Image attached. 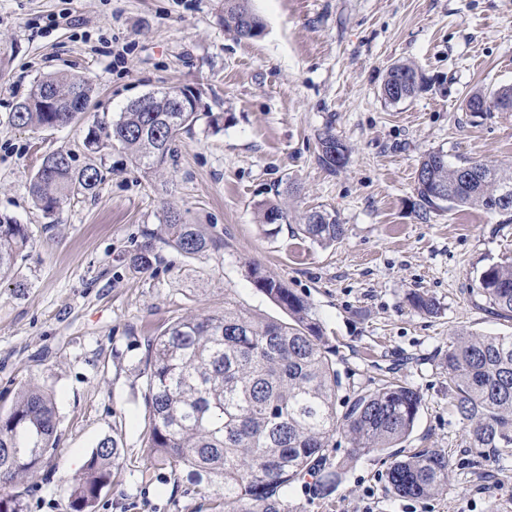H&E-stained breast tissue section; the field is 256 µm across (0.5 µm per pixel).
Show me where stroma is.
<instances>
[{
  "mask_svg": "<svg viewBox=\"0 0 512 512\" xmlns=\"http://www.w3.org/2000/svg\"><path fill=\"white\" fill-rule=\"evenodd\" d=\"M260 36L237 40L220 0H0V214L29 227L17 264L23 290L0 285V411L31 383L55 403L60 443L13 492L28 512H71L68 487L96 443L117 439L119 464L95 512H211L186 471L141 477L149 463L144 404L146 343L178 318L220 314L233 302L272 320L286 313L247 276L249 265L313 306L340 371L343 403L387 367L419 390L422 408L402 454L448 458V487L398 498L385 487L391 459L351 457L337 437L315 475L288 489V512H512V447H471L448 392L442 359L461 328L512 333L477 292L486 265L512 262V215L450 208L422 213L415 177L424 154L512 163V112H471L474 90L512 85V0H251ZM415 63L422 86L386 102L389 68ZM67 71L89 77L95 105L76 125L28 130L7 117L33 82ZM191 86L199 119L176 156L144 176L120 147L88 150L94 121L116 120L132 100ZM219 115L212 128L211 115ZM348 148L325 168L320 139ZM99 167L93 195L37 210L28 180L47 154ZM275 202L290 222L265 231L258 208ZM336 215L342 240L301 239L295 218ZM203 227L215 247L192 257L157 243L149 272L133 265L166 210ZM433 298L435 316L408 303ZM335 474L320 495V477Z\"/></svg>",
  "mask_w": 512,
  "mask_h": 512,
  "instance_id": "stroma-1",
  "label": "stroma"
}]
</instances>
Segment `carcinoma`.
I'll list each match as a JSON object with an SVG mask.
<instances>
[{
    "label": "carcinoma",
    "mask_w": 512,
    "mask_h": 512,
    "mask_svg": "<svg viewBox=\"0 0 512 512\" xmlns=\"http://www.w3.org/2000/svg\"><path fill=\"white\" fill-rule=\"evenodd\" d=\"M224 26L238 37L243 29L263 30L250 0H222ZM418 68L399 63L390 68L381 96L398 103L415 95ZM45 90L70 91L80 103L77 112H45L35 104L9 114L16 128L47 129L78 122L93 102L89 78L57 73L37 80L28 96ZM178 88L158 90L145 104L131 101L117 120L92 127L86 146L98 150L118 145L143 174L173 158L177 136L198 120L196 112H178ZM478 102L483 112H512V86L489 94H470L466 107ZM320 160L337 170L344 164L332 153L347 154L336 135L320 138ZM415 181L420 207H443L439 194L456 207H478L491 214H512L501 204L504 181L512 183L511 164H453L439 149L426 153ZM103 182L94 166L77 169L73 157L57 152L42 159L29 181L33 204L44 217L63 202L93 195ZM260 223L288 221L276 204L260 207ZM164 242L178 253L194 256L215 245L199 224L168 210L162 219ZM299 233L321 245H333L344 225L325 210L306 211ZM30 240L28 227L0 215V280L11 276L17 258ZM154 244L144 242L135 255L141 272L153 266ZM255 287L281 307L286 321L260 317L229 301L223 314L181 317L150 337L144 401L149 414V467H182L195 477L199 492L224 505V512H288L281 499L288 487L315 469L338 433L350 437L355 455L394 457L385 473L389 492L400 498H427L448 486V458L440 452L417 451L403 458L392 448L413 432L422 406L420 392L393 377L362 390L339 410L342 380L330 358L312 305L280 281L252 265L247 271ZM478 293L512 320V263H492L478 276ZM411 305L430 316L437 303L418 292ZM443 365L456 412L469 425L473 448L512 446V334L485 336L459 329L452 336ZM58 420L52 398L35 386L20 389L12 407L0 412V512H27V505L6 487L37 470L56 451ZM120 457L113 437L101 439L81 476L69 488L72 512H91L101 489L110 483Z\"/></svg>",
    "instance_id": "obj_1"
}]
</instances>
